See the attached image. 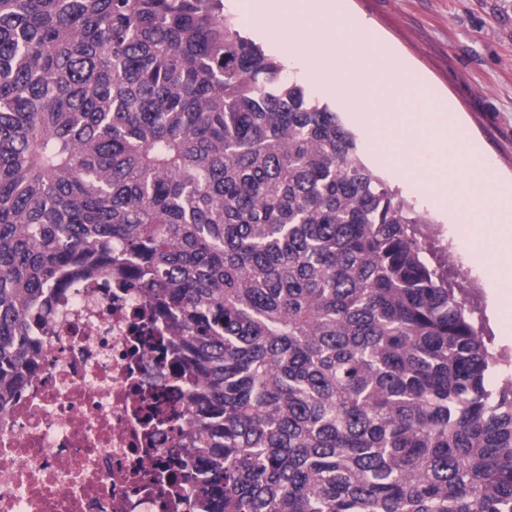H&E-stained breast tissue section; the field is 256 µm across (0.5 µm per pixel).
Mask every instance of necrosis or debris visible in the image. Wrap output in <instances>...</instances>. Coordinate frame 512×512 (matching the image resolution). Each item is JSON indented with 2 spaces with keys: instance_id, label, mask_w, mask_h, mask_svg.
<instances>
[{
  "instance_id": "4bbe7bcc",
  "label": "necrosis or debris",
  "mask_w": 512,
  "mask_h": 512,
  "mask_svg": "<svg viewBox=\"0 0 512 512\" xmlns=\"http://www.w3.org/2000/svg\"><path fill=\"white\" fill-rule=\"evenodd\" d=\"M36 333L0 409V512H200L194 381L154 346L173 322L91 278L63 288Z\"/></svg>"
}]
</instances>
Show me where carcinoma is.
<instances>
[{"label": "carcinoma", "mask_w": 512, "mask_h": 512, "mask_svg": "<svg viewBox=\"0 0 512 512\" xmlns=\"http://www.w3.org/2000/svg\"><path fill=\"white\" fill-rule=\"evenodd\" d=\"M432 220L222 0H0V397L65 276L202 387L212 512H512V378Z\"/></svg>", "instance_id": "carcinoma-1"}]
</instances>
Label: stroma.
Returning <instances> with one entry per match:
<instances>
[{
  "instance_id": "obj_1",
  "label": "stroma",
  "mask_w": 512,
  "mask_h": 512,
  "mask_svg": "<svg viewBox=\"0 0 512 512\" xmlns=\"http://www.w3.org/2000/svg\"><path fill=\"white\" fill-rule=\"evenodd\" d=\"M222 2L247 36L280 60L287 77L308 84L352 127L366 165L429 215L438 246L446 249L455 278L469 292L473 320L491 337L493 350L512 359V335L502 332L504 320L512 319V304L499 300L490 266L478 259L474 240L460 234L455 215L435 207L416 177L380 161L369 134L354 125L336 95L312 83L301 63L245 21L242 0ZM344 7L402 56L430 94L451 106L473 147L464 165L490 170L512 188V0H344Z\"/></svg>"
}]
</instances>
